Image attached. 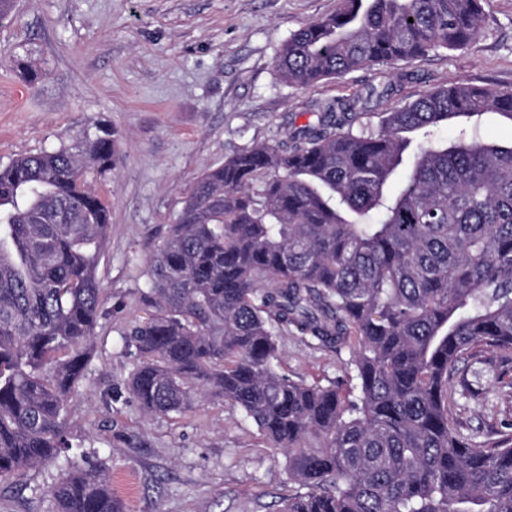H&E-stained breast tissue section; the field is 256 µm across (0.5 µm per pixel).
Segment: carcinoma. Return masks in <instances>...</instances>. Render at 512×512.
Here are the masks:
<instances>
[{
  "label": "carcinoma",
  "mask_w": 512,
  "mask_h": 512,
  "mask_svg": "<svg viewBox=\"0 0 512 512\" xmlns=\"http://www.w3.org/2000/svg\"><path fill=\"white\" fill-rule=\"evenodd\" d=\"M487 2L341 0L275 66L306 87L463 49ZM412 79L383 72L288 148L206 170L153 258L157 314L132 335L126 390L163 416L203 399L237 407L300 487L281 512H512V431L461 432L459 399L482 389L464 375L452 391L463 361L512 388V142L481 132L487 114L512 125V88L399 98ZM117 160L101 125L75 152L0 166V477L56 463L55 512H124L104 470L67 454L110 226L83 176ZM290 332L349 349L348 379H288Z\"/></svg>",
  "instance_id": "carcinoma-1"
}]
</instances>
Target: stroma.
Segmentation results:
<instances>
[{"mask_svg":"<svg viewBox=\"0 0 512 512\" xmlns=\"http://www.w3.org/2000/svg\"><path fill=\"white\" fill-rule=\"evenodd\" d=\"M340 0H15L0 25V165L74 145L112 127L119 160L84 181L108 206L98 260L107 301L92 358L70 397L73 450L101 464L125 512H281L297 487L285 456L240 410L203 402L173 417L143 411L125 388L140 363L130 332L153 314L151 262L204 171L267 142L289 146L322 110L377 82L359 70L307 87L283 82L281 44L337 11ZM486 26L464 49L408 63L412 100L448 82L512 88V0H490ZM40 71L35 82L20 63ZM296 381L344 376L348 349L280 337ZM512 419V392L485 387L457 413L463 432ZM45 463L0 478V512H54Z\"/></svg>","mask_w":512,"mask_h":512,"instance_id":"obj_1","label":"stroma"}]
</instances>
